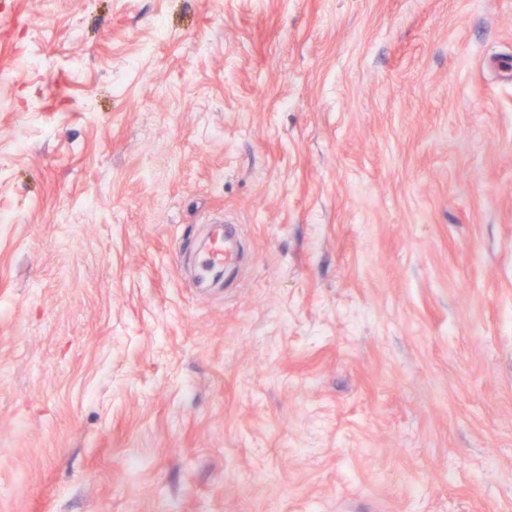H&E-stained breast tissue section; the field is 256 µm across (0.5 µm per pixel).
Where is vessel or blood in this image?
Listing matches in <instances>:
<instances>
[{
    "instance_id": "vessel-or-blood-1",
    "label": "vessel or blood",
    "mask_w": 512,
    "mask_h": 512,
    "mask_svg": "<svg viewBox=\"0 0 512 512\" xmlns=\"http://www.w3.org/2000/svg\"><path fill=\"white\" fill-rule=\"evenodd\" d=\"M177 265L191 288L205 294L239 275L243 265L241 230L223 216H210L192 234L182 238L176 252Z\"/></svg>"
}]
</instances>
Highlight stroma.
I'll return each mask as SVG.
<instances>
[{
  "label": "stroma",
  "mask_w": 512,
  "mask_h": 512,
  "mask_svg": "<svg viewBox=\"0 0 512 512\" xmlns=\"http://www.w3.org/2000/svg\"><path fill=\"white\" fill-rule=\"evenodd\" d=\"M503 60L512 0H0V512H512ZM203 236L207 237L206 244L199 248ZM176 258L181 274L198 294L224 287L230 275L238 276L242 271L241 230L223 215L210 216L206 224L179 241Z\"/></svg>",
  "instance_id": "35a3bbf8"
}]
</instances>
